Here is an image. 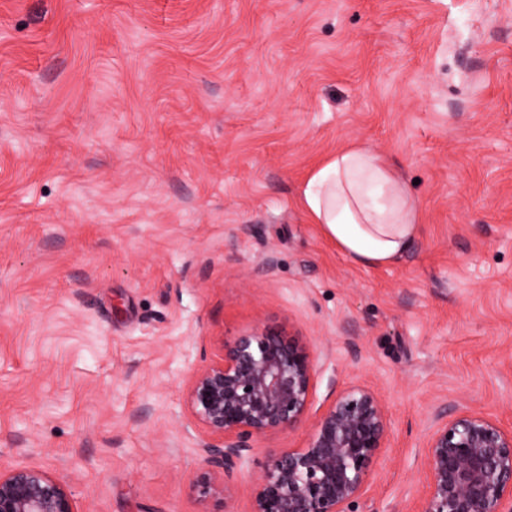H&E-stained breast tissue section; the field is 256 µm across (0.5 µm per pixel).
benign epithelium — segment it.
I'll use <instances>...</instances> for the list:
<instances>
[{"label": "benign epithelium", "mask_w": 512, "mask_h": 512, "mask_svg": "<svg viewBox=\"0 0 512 512\" xmlns=\"http://www.w3.org/2000/svg\"><path fill=\"white\" fill-rule=\"evenodd\" d=\"M316 364L297 340L252 330L197 370L186 403L204 429L202 494L224 497L250 441L295 429L308 415ZM388 436L373 391L341 392L303 448H282L257 482L252 512H356ZM426 491L418 512H512V430L478 413L435 416L427 441ZM0 512H76L68 488L43 470H0Z\"/></svg>", "instance_id": "obj_1"}]
</instances>
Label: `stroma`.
<instances>
[{"label":"stroma","instance_id":"obj_1","mask_svg":"<svg viewBox=\"0 0 512 512\" xmlns=\"http://www.w3.org/2000/svg\"><path fill=\"white\" fill-rule=\"evenodd\" d=\"M355 143L419 199L393 266L298 203ZM255 329L315 358L307 422L205 498L186 383ZM350 386L390 425L358 512H418L436 413L512 428V0H0V468L251 512Z\"/></svg>","mask_w":512,"mask_h":512}]
</instances>
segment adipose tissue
Returning a JSON list of instances; mask_svg holds the SVG:
<instances>
[{
    "mask_svg": "<svg viewBox=\"0 0 512 512\" xmlns=\"http://www.w3.org/2000/svg\"><path fill=\"white\" fill-rule=\"evenodd\" d=\"M311 223L353 262L395 264L420 232V208L407 183L382 156L353 144L328 156L299 191Z\"/></svg>",
    "mask_w": 512,
    "mask_h": 512,
    "instance_id": "1",
    "label": "adipose tissue"
}]
</instances>
